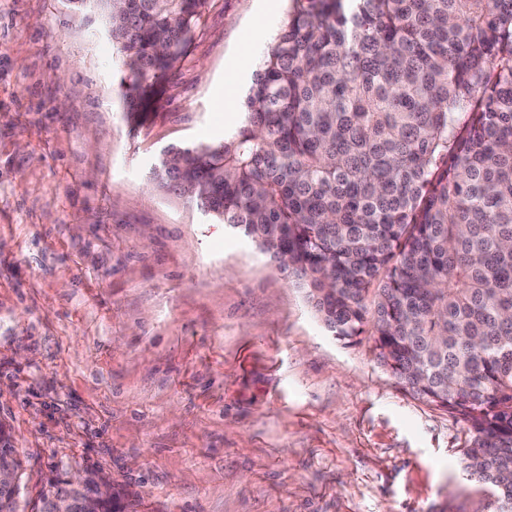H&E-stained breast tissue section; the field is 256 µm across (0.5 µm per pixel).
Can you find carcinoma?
<instances>
[{"label":"carcinoma","mask_w":512,"mask_h":512,"mask_svg":"<svg viewBox=\"0 0 512 512\" xmlns=\"http://www.w3.org/2000/svg\"><path fill=\"white\" fill-rule=\"evenodd\" d=\"M112 29L146 123L205 0H70ZM152 179L251 237L414 398L467 424L512 512V0H292L229 139ZM52 498L81 493L51 479Z\"/></svg>","instance_id":"cac0c4a2"}]
</instances>
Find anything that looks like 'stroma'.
<instances>
[{
  "label": "stroma",
  "instance_id": "1",
  "mask_svg": "<svg viewBox=\"0 0 512 512\" xmlns=\"http://www.w3.org/2000/svg\"><path fill=\"white\" fill-rule=\"evenodd\" d=\"M290 0H206L130 129L112 40L67 0H0V425L127 512H490L465 424L347 345L242 232L159 189L172 145L238 128Z\"/></svg>",
  "mask_w": 512,
  "mask_h": 512
}]
</instances>
